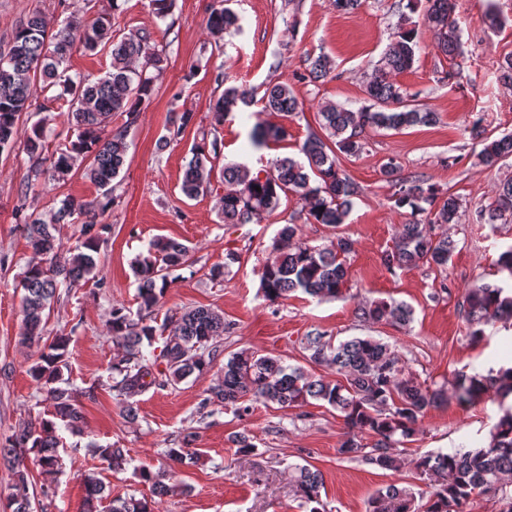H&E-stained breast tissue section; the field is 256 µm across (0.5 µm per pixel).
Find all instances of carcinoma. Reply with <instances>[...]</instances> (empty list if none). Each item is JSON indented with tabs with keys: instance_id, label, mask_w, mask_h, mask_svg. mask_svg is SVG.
<instances>
[{
	"instance_id": "obj_1",
	"label": "carcinoma",
	"mask_w": 512,
	"mask_h": 512,
	"mask_svg": "<svg viewBox=\"0 0 512 512\" xmlns=\"http://www.w3.org/2000/svg\"><path fill=\"white\" fill-rule=\"evenodd\" d=\"M125 2L109 0V10L90 20L73 17L57 29L35 12L16 30L8 50L0 52V152L14 147L17 125L22 115L32 111L38 94L60 86L62 92L49 100L70 97L66 144L44 156L48 120L43 118L27 132L26 152L35 159V173L49 181L63 182L80 169L85 178L103 189L99 201L62 199L48 221L32 215L23 219V231L35 255L20 282L24 291L23 341L43 343L39 361L30 373L37 383L47 387L53 411L51 417L38 423L21 424L11 439L0 444V461L17 469L11 494L13 512H34L28 474L21 468L24 459L32 454L42 470L57 472L62 468L58 430L82 432L83 411L65 386L69 337L56 336L46 342L45 328L57 288L77 285L96 274L99 247L112 231V225L106 222H83V242L66 256L52 233L53 226L74 224L89 211L104 212L114 205L112 182L125 165L128 144L126 130L108 129V120L121 112L127 115V123H133L153 93L155 76L164 70L165 58L156 50L150 32L122 37L112 34V14L121 11ZM427 3L425 23L437 35L442 51L450 56L456 49L451 0ZM239 28L237 13L224 7V0H213L206 17L208 34L217 40ZM417 46V30L398 23L366 86L372 104L358 110L332 103L323 106L319 112L321 133L311 134L301 147L306 162L284 156L255 173L238 163L220 164L218 127L224 124V117L248 105L252 97L248 90L230 84L227 74L216 73L214 82L223 92L211 107L210 134L203 135L192 149L182 178V194L194 199L212 192V180L218 172L224 182L219 204L226 224H260L278 209L281 199L296 194L304 202L307 222L339 228L353 207L358 186L340 169L336 152H361V136L368 127L400 131L436 123V114L393 80V74L412 67ZM77 47L89 52L109 50L110 69L93 82L69 75L67 62ZM334 69L329 57L319 55L311 59L308 78L317 82ZM263 100L264 112L288 116L298 110V101L285 84L267 89ZM258 116L257 112L249 115L254 120L249 133L251 147H260L270 137L285 138V129L268 128ZM472 132L482 138L479 158L483 164L491 167L512 155V134L490 140L477 125ZM383 174L394 185V207L410 209L412 220L401 225L392 247L381 257L382 265L389 271L420 264L446 268L456 242L445 233L435 232V225L459 223L462 213L457 198L439 195L436 187L421 176L402 175L393 162L385 165ZM508 220L512 221V180L503 185L492 207L476 215V221L482 224ZM274 250L277 257L264 264L260 277L267 301L274 304L298 291L320 300L334 299L347 281L346 258L354 250V241L338 234L325 245H312L300 238L298 225L285 224L278 231ZM191 265L188 246L167 237L154 238L147 254L136 259L133 266L137 311L112 308L108 332L119 350L112 360V373L118 376L112 390L126 400L131 418L136 416L129 403L131 398L152 387L177 385L195 373L202 375L214 361L217 349L212 341L224 335V315L195 307L156 324V311L173 283L172 272ZM359 315L369 324L405 325L413 311L405 303L378 300L362 306ZM464 316L467 336L474 342L481 341L485 326L492 320L512 318V290L499 283L468 289ZM157 336L164 338L163 347L158 355L148 357L143 344H152ZM301 345L309 363L335 370L339 379L328 380L301 365L287 364L279 356L244 349L229 355L224 376L208 390L202 406L224 405L246 412L247 396L281 409L320 402L343 418L345 438L338 448L340 455L387 471L397 472L408 465L430 482V491L419 496L406 482L389 483L367 500L365 512H471L480 495L498 502L500 512H512V406L503 409L485 446L461 445L449 453L436 451L409 461L399 450L420 432L421 421L432 408L450 400L460 406L471 405L491 388L504 398L511 395L512 366H501L486 375L457 371L450 385L437 386L419 381L401 364L389 344L372 336H355L337 343L333 337L312 330L301 339ZM365 435L373 438L369 446L362 443ZM229 441L240 455L255 450L246 430L234 433ZM96 453L111 470H121L129 463L126 448L100 446ZM165 456L183 468L198 461L197 453L189 448H168ZM140 478L151 484L155 496L176 490V486L165 483L164 474L146 467L140 469ZM293 483L307 512H324L323 478L318 470L295 466ZM104 492L105 486L97 476H87L86 512H100ZM108 512H154V507L152 500L131 495L112 500Z\"/></svg>"
}]
</instances>
